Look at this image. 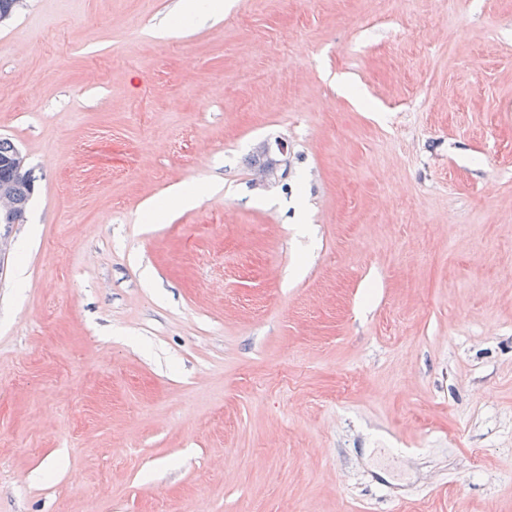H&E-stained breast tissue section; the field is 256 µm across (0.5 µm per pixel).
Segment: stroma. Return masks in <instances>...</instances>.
I'll list each match as a JSON object with an SVG mask.
<instances>
[{"label":"stroma","instance_id":"obj_1","mask_svg":"<svg viewBox=\"0 0 512 512\" xmlns=\"http://www.w3.org/2000/svg\"><path fill=\"white\" fill-rule=\"evenodd\" d=\"M176 2L0 23V512H512V0ZM223 6L222 0H181L175 15L185 25H198L208 21ZM15 145L8 139H0V228L2 224H19L22 218L15 211L12 204V193L2 186H12L14 190L13 203L22 216H24L29 200L35 190V179L31 170L26 169L25 179H21L18 173L3 159L9 156ZM204 190L200 187L180 185L161 205H154L147 210L146 216L151 223H160L170 213L192 207L202 198Z\"/></svg>","mask_w":512,"mask_h":512}]
</instances>
